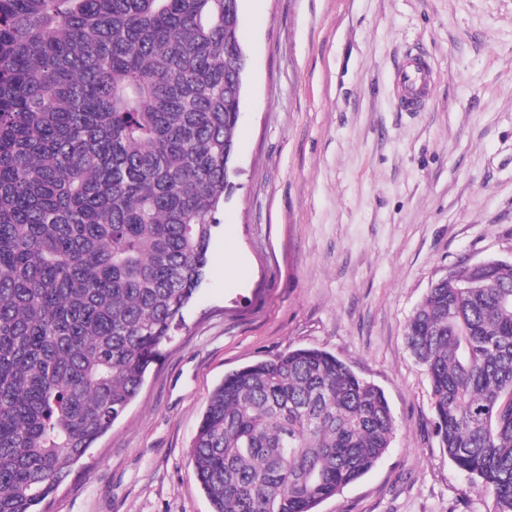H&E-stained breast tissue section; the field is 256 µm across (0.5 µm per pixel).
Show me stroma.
Wrapping results in <instances>:
<instances>
[{"label":"stroma","instance_id":"35a3bbf8","mask_svg":"<svg viewBox=\"0 0 512 512\" xmlns=\"http://www.w3.org/2000/svg\"><path fill=\"white\" fill-rule=\"evenodd\" d=\"M244 98L206 278L124 416L52 512H211L188 448L213 389L317 348L379 386L398 428L317 512H490L432 420L406 344L439 278L512 259V0H240ZM412 48L429 103L399 111Z\"/></svg>","mask_w":512,"mask_h":512}]
</instances>
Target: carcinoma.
<instances>
[{
	"label": "carcinoma",
	"instance_id": "obj_1",
	"mask_svg": "<svg viewBox=\"0 0 512 512\" xmlns=\"http://www.w3.org/2000/svg\"><path fill=\"white\" fill-rule=\"evenodd\" d=\"M241 24L239 0H0V512H49L205 279ZM406 336L448 459L512 512V266L439 279ZM395 430L300 348L227 373L189 456L212 512H316Z\"/></svg>",
	"mask_w": 512,
	"mask_h": 512
}]
</instances>
